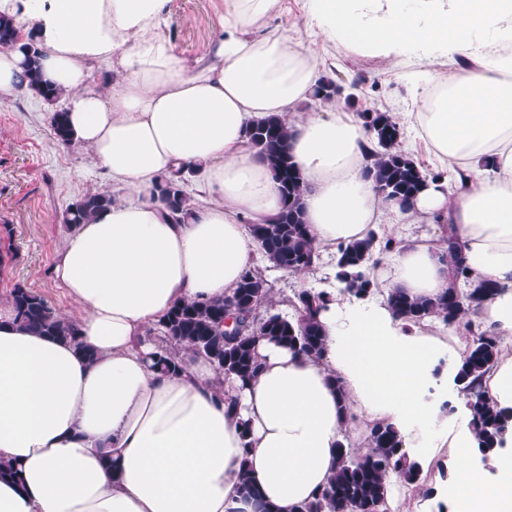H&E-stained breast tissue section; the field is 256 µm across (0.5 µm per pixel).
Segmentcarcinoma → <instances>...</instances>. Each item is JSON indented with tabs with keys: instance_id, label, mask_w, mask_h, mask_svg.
I'll list each match as a JSON object with an SVG mask.
<instances>
[{
	"instance_id": "carcinoma-1",
	"label": "carcinoma",
	"mask_w": 512,
	"mask_h": 512,
	"mask_svg": "<svg viewBox=\"0 0 512 512\" xmlns=\"http://www.w3.org/2000/svg\"><path fill=\"white\" fill-rule=\"evenodd\" d=\"M19 34L12 19L0 16V44L16 43ZM25 56L29 87L46 102L55 103L57 89L42 84L40 79L38 48L30 47ZM334 86L335 79L322 78L315 88L314 98L326 103L334 101L335 96L328 93ZM364 126L375 144L365 174L374 181L383 199L404 204L420 192L427 178L438 177L401 148L403 131L390 113L376 111L374 118L364 122ZM51 128L58 143L67 145L73 141L63 110L53 111ZM247 136L250 147L276 181L283 201L276 216L248 225L250 235L269 267L293 274L316 271L320 255L304 219L307 186L289 152L292 130L288 120L271 115L250 126ZM155 189L174 221L181 220L190 210L191 199L183 177L162 178L156 182ZM112 200L113 195L107 190L87 193L67 206L63 222L71 226L79 224L109 206ZM396 247L394 239L381 237L374 231L362 240L339 247L336 253L339 292L359 299L370 295L374 286L371 270L383 254ZM444 260L450 267L451 277L446 292L437 298H424L393 291L388 303L396 315L413 323L436 316L448 324L477 314L499 293L500 286L490 279L471 286L470 271L452 235L448 236V255ZM272 288L264 271L255 268L241 276L229 296L176 303L157 324L144 331V335L153 337L155 342L156 351L150 354L153 366L165 373L174 372L183 363L181 354L189 353L207 358L218 373L247 382L260 371L257 344L263 340L308 357H321L326 336L319 316L332 301V295L301 287L285 299L293 310L289 315L272 309ZM10 305L15 322L20 326L39 336L68 342L87 358H93V352L81 345L75 324L66 320L38 292L18 283L10 293ZM463 326L473 339L457 378L469 391L468 409L477 450L488 456L498 452L512 432V408H502L487 398L479 383L497 358L501 341L495 332L484 330L470 320ZM367 442L371 451L359 462L352 459L345 446H339L331 481L312 501L296 507L295 512H384L391 476L409 484L420 480L421 466L402 451V441L391 424H374L368 431Z\"/></svg>"
}]
</instances>
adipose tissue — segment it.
I'll return each mask as SVG.
<instances>
[{"label": "adipose tissue", "mask_w": 512, "mask_h": 512, "mask_svg": "<svg viewBox=\"0 0 512 512\" xmlns=\"http://www.w3.org/2000/svg\"><path fill=\"white\" fill-rule=\"evenodd\" d=\"M168 0H0L42 48L74 132L120 195L66 237L52 267L69 318L93 358L19 327L0 308V512H253L249 470L271 512L311 501L336 470L338 447L390 422L410 460L448 456L451 512H512V436L493 471L474 465L467 394L456 376L464 331L436 317H397L391 291L435 298L449 285L442 236L453 225L474 280L502 287L481 318L512 338V0H307L324 41L359 54L445 58L457 69L413 76L414 139L438 164L407 207L385 203L365 168L362 121L342 103L302 111L320 79L314 44L264 30L282 0H224L210 58L187 66L160 31ZM106 65L115 80L101 77ZM287 118L306 184L305 221L320 256L375 229L398 247L359 301L340 294L320 315L321 358L264 341L247 383L205 358L164 374L141 343L176 302L231 294L258 246L244 223L282 199L246 129ZM201 175L204 202L174 222L152 189L175 171ZM512 408V348L482 378ZM454 399L456 412L444 410Z\"/></svg>", "instance_id": "obj_1"}]
</instances>
